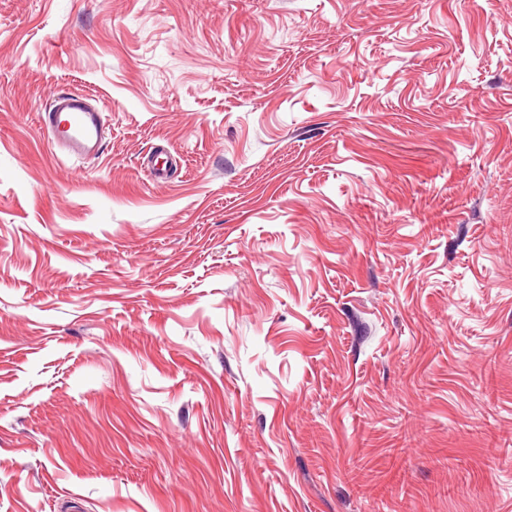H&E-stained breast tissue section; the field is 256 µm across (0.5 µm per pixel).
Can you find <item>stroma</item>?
Segmentation results:
<instances>
[{
    "instance_id": "obj_1",
    "label": "stroma",
    "mask_w": 512,
    "mask_h": 512,
    "mask_svg": "<svg viewBox=\"0 0 512 512\" xmlns=\"http://www.w3.org/2000/svg\"><path fill=\"white\" fill-rule=\"evenodd\" d=\"M0 512H512V0H0ZM82 97L57 92L40 116L54 147L69 154L90 157L99 149L103 131L102 113Z\"/></svg>"
}]
</instances>
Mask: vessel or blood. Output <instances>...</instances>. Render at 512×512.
<instances>
[{"mask_svg": "<svg viewBox=\"0 0 512 512\" xmlns=\"http://www.w3.org/2000/svg\"><path fill=\"white\" fill-rule=\"evenodd\" d=\"M40 120L50 133L53 146L59 150L83 157L98 151L103 131L102 113L81 97L56 93Z\"/></svg>", "mask_w": 512, "mask_h": 512, "instance_id": "1", "label": "vessel or blood"}]
</instances>
